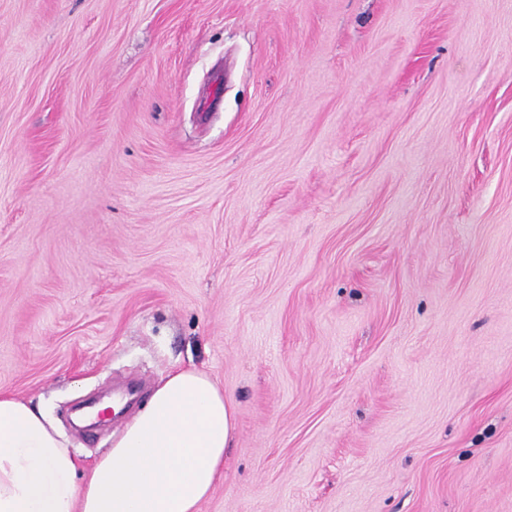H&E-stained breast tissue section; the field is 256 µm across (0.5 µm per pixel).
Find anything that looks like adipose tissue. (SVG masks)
Segmentation results:
<instances>
[{
  "label": "adipose tissue",
  "instance_id": "ef3b65f1",
  "mask_svg": "<svg viewBox=\"0 0 512 512\" xmlns=\"http://www.w3.org/2000/svg\"><path fill=\"white\" fill-rule=\"evenodd\" d=\"M234 420L207 374L180 370L85 468L38 406L0 392V512H196L224 476Z\"/></svg>",
  "mask_w": 512,
  "mask_h": 512
}]
</instances>
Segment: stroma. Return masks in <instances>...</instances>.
<instances>
[{"label":"stroma","mask_w":512,"mask_h":512,"mask_svg":"<svg viewBox=\"0 0 512 512\" xmlns=\"http://www.w3.org/2000/svg\"><path fill=\"white\" fill-rule=\"evenodd\" d=\"M181 369L197 512H512V0H0V392Z\"/></svg>","instance_id":"1"}]
</instances>
